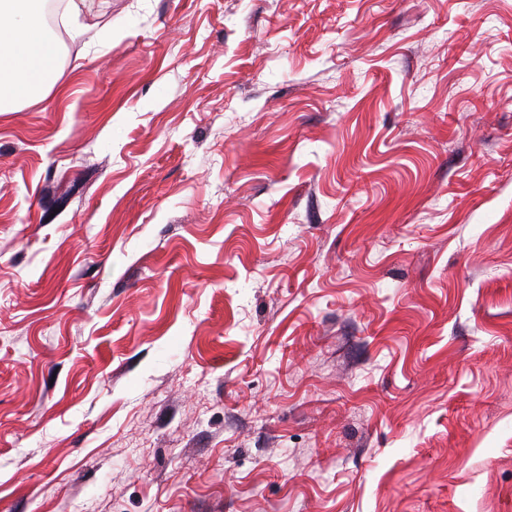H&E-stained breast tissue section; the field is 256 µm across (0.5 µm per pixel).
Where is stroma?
Wrapping results in <instances>:
<instances>
[{"mask_svg":"<svg viewBox=\"0 0 512 512\" xmlns=\"http://www.w3.org/2000/svg\"><path fill=\"white\" fill-rule=\"evenodd\" d=\"M0 112V512H512V0H85Z\"/></svg>","mask_w":512,"mask_h":512,"instance_id":"35a3bbf8","label":"stroma"}]
</instances>
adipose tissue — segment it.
<instances>
[{"mask_svg": "<svg viewBox=\"0 0 512 512\" xmlns=\"http://www.w3.org/2000/svg\"><path fill=\"white\" fill-rule=\"evenodd\" d=\"M58 65L42 0H0V112L40 97L55 83Z\"/></svg>", "mask_w": 512, "mask_h": 512, "instance_id": "adipose-tissue-1", "label": "adipose tissue"}]
</instances>
